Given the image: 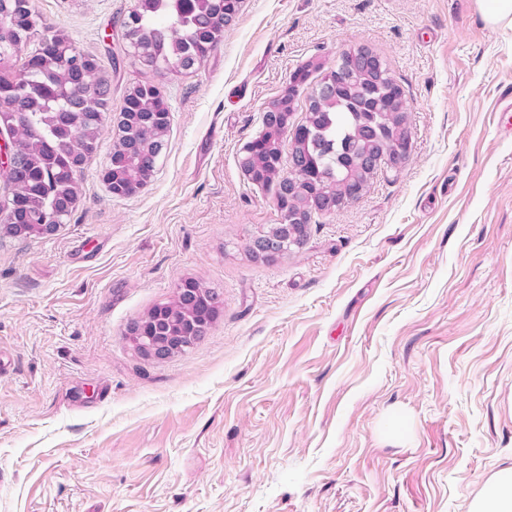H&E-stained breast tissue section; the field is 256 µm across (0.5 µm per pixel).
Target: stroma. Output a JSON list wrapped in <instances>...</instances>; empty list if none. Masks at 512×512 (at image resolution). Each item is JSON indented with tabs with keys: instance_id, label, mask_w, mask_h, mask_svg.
<instances>
[{
	"instance_id": "stroma-1",
	"label": "stroma",
	"mask_w": 512,
	"mask_h": 512,
	"mask_svg": "<svg viewBox=\"0 0 512 512\" xmlns=\"http://www.w3.org/2000/svg\"><path fill=\"white\" fill-rule=\"evenodd\" d=\"M97 55L110 119L161 85L167 146L135 195L102 180L67 223L0 236V512H468L512 467V29L475 0H242L190 74L135 63L136 0H35ZM363 45L412 133L342 210L272 263L278 223L238 158L295 68ZM196 280L223 296L156 361L131 323ZM279 225H274L273 230L266 233L262 231L256 237L263 235L261 239L251 240L248 244V249L260 258L274 259L281 256L285 251L286 241L283 239L281 233L278 231Z\"/></svg>"
}]
</instances>
